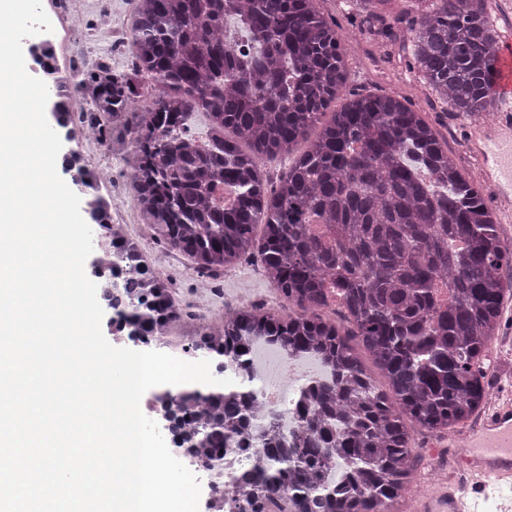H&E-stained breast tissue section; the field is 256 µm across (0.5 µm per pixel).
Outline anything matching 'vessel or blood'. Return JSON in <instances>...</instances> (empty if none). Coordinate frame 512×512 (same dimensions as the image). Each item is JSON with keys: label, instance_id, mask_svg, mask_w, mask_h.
<instances>
[{"label": "vessel or blood", "instance_id": "b4317fda", "mask_svg": "<svg viewBox=\"0 0 512 512\" xmlns=\"http://www.w3.org/2000/svg\"><path fill=\"white\" fill-rule=\"evenodd\" d=\"M492 93L506 108L499 118L474 135L471 148L481 160L497 201L512 211V32L495 52L490 77ZM465 469L448 487V512H470L462 490L467 486L512 484V402L494 410L466 450Z\"/></svg>", "mask_w": 512, "mask_h": 512}]
</instances>
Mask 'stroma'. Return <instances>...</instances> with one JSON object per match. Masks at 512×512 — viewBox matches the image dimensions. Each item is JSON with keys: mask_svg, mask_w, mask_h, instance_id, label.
<instances>
[{"mask_svg": "<svg viewBox=\"0 0 512 512\" xmlns=\"http://www.w3.org/2000/svg\"><path fill=\"white\" fill-rule=\"evenodd\" d=\"M134 7V0H85V16L82 21L87 46L93 56L108 59L113 70L127 71L128 63L112 55V21L126 17ZM318 10L336 23L337 31L354 44H368L364 33V17L353 0H317ZM421 77L418 72L407 70L399 57L379 60L370 53L350 57L348 61L346 90L363 93L395 94L414 99L422 111L425 120L448 146L463 172L481 189L484 197H491L492 189L486 183L483 168L469 145V133L475 126L490 121V114L469 116L453 111L439 102H428L415 97L414 87ZM259 260L244 259L222 277V286L214 294L198 297L193 286L189 260L180 265L169 267L166 277L173 294L185 303L204 299L205 303L221 307L227 302L228 294L240 286H247L249 293L255 295L265 309L274 313L288 310L287 301L277 289L259 275ZM488 389L498 402H506L512 397V298L505 301L500 335L491 350L489 367L485 375ZM484 414H477L469 422L455 430L440 436L414 432L413 438L419 453V460L413 479L396 504L394 512H409L414 500L426 502L437 512H442L448 504L443 484L432 482V471L438 470L452 476L460 458L464 455L470 433L479 431L484 423Z\"/></svg>", "mask_w": 512, "mask_h": 512, "instance_id": "obj_1", "label": "stroma"}]
</instances>
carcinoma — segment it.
Masks as SVG:
<instances>
[{
    "instance_id": "obj_1",
    "label": "carcinoma",
    "mask_w": 512,
    "mask_h": 512,
    "mask_svg": "<svg viewBox=\"0 0 512 512\" xmlns=\"http://www.w3.org/2000/svg\"><path fill=\"white\" fill-rule=\"evenodd\" d=\"M132 68L108 65L82 81L88 127L131 144L132 190L145 224L196 273L258 255L264 275L300 307L276 314L243 306L221 332L191 344L216 366L246 369L258 339L316 354L335 376L293 406L299 432L255 437L257 389L174 391L175 446L213 462L227 448L263 449L235 476L231 512H392L418 453L412 431L447 433L486 402L483 363L512 296V249L494 212L421 110L392 94L352 92L321 122L344 86L347 49L316 0H136ZM367 23L390 0H359ZM380 33L411 20L413 67L460 112L479 116L495 98L489 75L498 34L485 0H425ZM236 24L239 43L225 34ZM158 84L154 112L136 98ZM210 119L219 150L178 137L187 114ZM308 148L274 180L266 163ZM234 189L230 206L202 186ZM262 229L256 233V229ZM115 248L143 270L144 296L115 312L142 343L180 318L169 283L125 238ZM336 290L340 325L323 315ZM368 353V369L352 340ZM343 462L345 481L327 473Z\"/></svg>"
}]
</instances>
